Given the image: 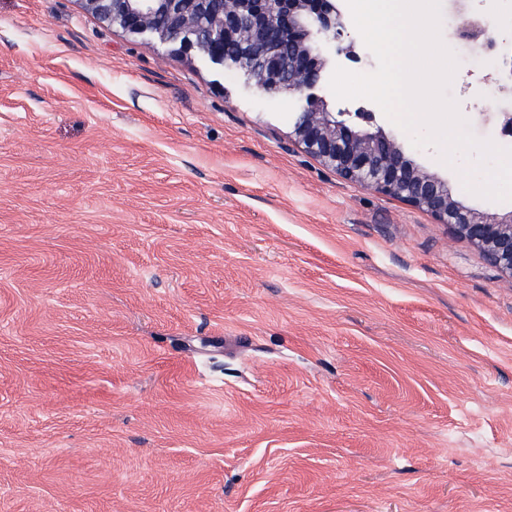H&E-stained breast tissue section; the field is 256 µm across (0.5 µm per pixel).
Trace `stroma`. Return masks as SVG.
<instances>
[{
	"instance_id": "35a3bbf8",
	"label": "stroma",
	"mask_w": 512,
	"mask_h": 512,
	"mask_svg": "<svg viewBox=\"0 0 512 512\" xmlns=\"http://www.w3.org/2000/svg\"><path fill=\"white\" fill-rule=\"evenodd\" d=\"M471 5L512 51V0ZM453 26L449 95L512 106ZM295 111L82 0H0V512H512V280Z\"/></svg>"
}]
</instances>
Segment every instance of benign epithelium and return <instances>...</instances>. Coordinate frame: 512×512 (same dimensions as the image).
<instances>
[{
    "mask_svg": "<svg viewBox=\"0 0 512 512\" xmlns=\"http://www.w3.org/2000/svg\"><path fill=\"white\" fill-rule=\"evenodd\" d=\"M101 19L132 35H150L195 52L222 68L245 72L261 90L301 101L292 136L305 151L345 179L400 198L448 225L501 276L512 280V212L497 217L458 199L447 181L408 158L397 141L338 120L321 94L331 53L347 50V25L333 0H84ZM449 7L460 39L478 45L493 37L489 20L466 0ZM232 43L236 51L224 50ZM498 90L512 84V55L500 56ZM512 136V111L478 108Z\"/></svg>",
    "mask_w": 512,
    "mask_h": 512,
    "instance_id": "1",
    "label": "benign epithelium"
}]
</instances>
